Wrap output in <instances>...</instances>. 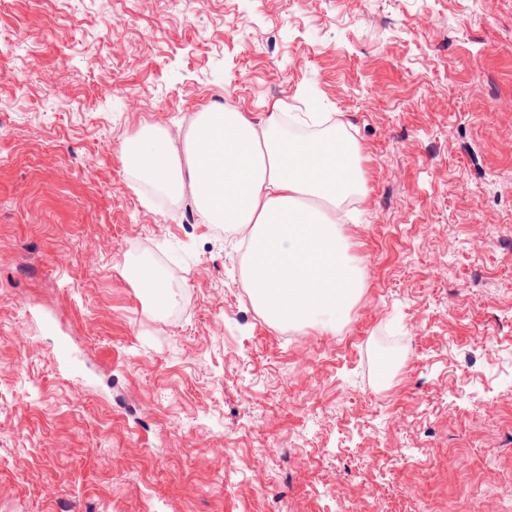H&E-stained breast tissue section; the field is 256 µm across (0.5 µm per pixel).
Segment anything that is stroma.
<instances>
[{
	"label": "stroma",
	"mask_w": 512,
	"mask_h": 512,
	"mask_svg": "<svg viewBox=\"0 0 512 512\" xmlns=\"http://www.w3.org/2000/svg\"><path fill=\"white\" fill-rule=\"evenodd\" d=\"M276 101L360 149L334 322L122 161ZM0 512H512V0H0Z\"/></svg>",
	"instance_id": "stroma-1"
}]
</instances>
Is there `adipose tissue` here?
I'll list each match as a JSON object with an SVG mask.
<instances>
[{"label":"adipose tissue","instance_id":"ef3b65f1","mask_svg":"<svg viewBox=\"0 0 512 512\" xmlns=\"http://www.w3.org/2000/svg\"><path fill=\"white\" fill-rule=\"evenodd\" d=\"M122 159L137 182L173 198L191 191L207 223L245 233L244 285L274 322L320 311L340 317L357 298L360 272L336 218L340 202L366 194L357 146L332 133L288 137L277 103L258 125L224 104L196 113L183 148L146 126L123 145Z\"/></svg>","mask_w":512,"mask_h":512}]
</instances>
